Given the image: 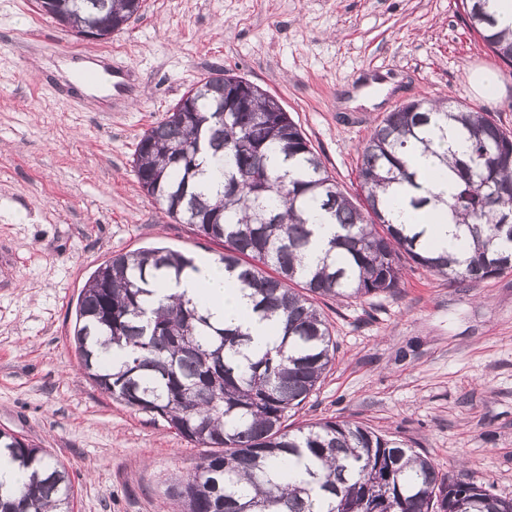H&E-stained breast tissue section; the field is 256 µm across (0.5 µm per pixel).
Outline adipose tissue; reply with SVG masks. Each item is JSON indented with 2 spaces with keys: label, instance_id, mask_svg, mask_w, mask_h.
Segmentation results:
<instances>
[{
  "label": "adipose tissue",
  "instance_id": "obj_1",
  "mask_svg": "<svg viewBox=\"0 0 512 512\" xmlns=\"http://www.w3.org/2000/svg\"><path fill=\"white\" fill-rule=\"evenodd\" d=\"M398 224H417L426 231V237L438 250L453 251L457 228L446 205L432 203L415 210L408 205H398L391 213ZM195 271L187 273L180 283L171 284L169 291L183 294L200 302L213 321L240 328L260 346L271 336L267 322L253 313L250 300L225 277L224 267L208 256L198 257Z\"/></svg>",
  "mask_w": 512,
  "mask_h": 512
}]
</instances>
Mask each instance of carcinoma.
<instances>
[{"label": "carcinoma", "mask_w": 512, "mask_h": 512, "mask_svg": "<svg viewBox=\"0 0 512 512\" xmlns=\"http://www.w3.org/2000/svg\"><path fill=\"white\" fill-rule=\"evenodd\" d=\"M50 17L74 30L116 32L143 3L52 0ZM487 0H463L471 27L506 66L512 33L497 29ZM237 76L219 70L185 92L145 130L134 151L142 191L168 217L224 243L217 262L248 292L279 335L258 351L251 337L214 325L191 299L157 294L180 281L194 258L166 247L118 253L81 289L73 341L86 377L137 411L162 418L187 442L209 449L171 492L182 512H512V499L473 480L439 474L400 440L359 422L323 419L288 429L335 356L313 297L338 301L399 285L402 258L450 282H478L512 270V132L488 112L450 100L401 104L358 151L355 195L331 176L276 97L253 86L248 108L225 111ZM459 123L466 154L446 204L460 253L434 254L422 233L389 217L382 193L400 188L421 209L441 201L417 181L412 154L439 152L448 122ZM224 166V190L201 189L203 158ZM339 231L314 270L308 203ZM29 474L0 483V512H70L73 486L47 450L0 430V460Z\"/></svg>", "instance_id": "obj_1"}]
</instances>
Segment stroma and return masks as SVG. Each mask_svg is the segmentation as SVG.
I'll return each mask as SVG.
<instances>
[{
    "label": "stroma",
    "mask_w": 512,
    "mask_h": 512,
    "mask_svg": "<svg viewBox=\"0 0 512 512\" xmlns=\"http://www.w3.org/2000/svg\"><path fill=\"white\" fill-rule=\"evenodd\" d=\"M85 62L135 76L115 96L83 91L68 69ZM218 68L275 95L351 193L359 148L407 101L448 98L512 131V69L461 0H145L104 42L0 0V430L66 466L73 512H180L167 488L204 453L86 378L72 331L112 255L221 253L133 172L140 135ZM481 69L496 98L469 82ZM316 304L335 359L288 424L357 421L512 498V271L451 284L407 259L392 291Z\"/></svg>",
    "instance_id": "1"
}]
</instances>
